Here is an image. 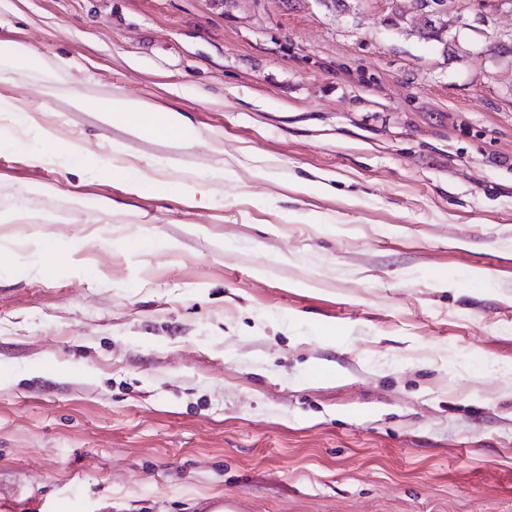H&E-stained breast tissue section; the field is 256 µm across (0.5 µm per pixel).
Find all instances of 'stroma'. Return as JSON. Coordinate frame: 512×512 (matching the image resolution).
<instances>
[{"label":"stroma","mask_w":512,"mask_h":512,"mask_svg":"<svg viewBox=\"0 0 512 512\" xmlns=\"http://www.w3.org/2000/svg\"><path fill=\"white\" fill-rule=\"evenodd\" d=\"M426 20L0 0V512H512V0ZM37 53L25 46H7L0 49V75L12 71L20 63H25L30 69L39 66ZM147 109V105L139 99L120 98L112 99V105L107 104L101 107L102 119L105 123L120 121L124 123L134 135L145 131H152L158 134H165L182 142H190L193 139L192 130L184 123L177 111H166L154 114L150 117V125L135 124L132 121L134 114H140Z\"/></svg>","instance_id":"obj_1"}]
</instances>
